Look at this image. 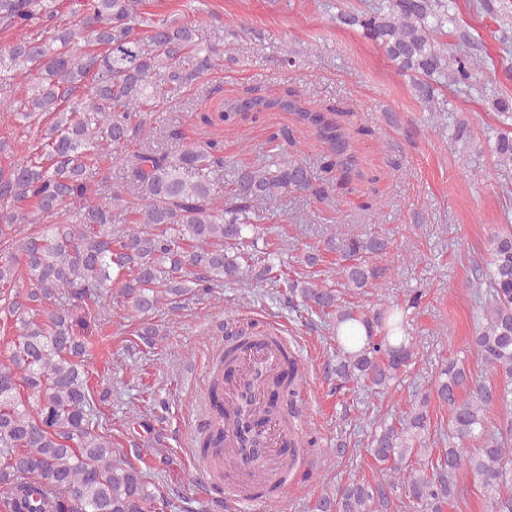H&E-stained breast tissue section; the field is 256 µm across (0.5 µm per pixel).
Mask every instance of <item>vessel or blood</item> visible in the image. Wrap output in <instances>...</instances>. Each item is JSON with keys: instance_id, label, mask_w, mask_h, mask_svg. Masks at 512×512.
Here are the masks:
<instances>
[{"instance_id": "b4317fda", "label": "vessel or blood", "mask_w": 512, "mask_h": 512, "mask_svg": "<svg viewBox=\"0 0 512 512\" xmlns=\"http://www.w3.org/2000/svg\"><path fill=\"white\" fill-rule=\"evenodd\" d=\"M283 336H259L240 353L233 372L224 381V445L230 461L227 484L247 487L258 483V464H266L273 481L287 483L283 450L295 446L296 459L305 461L307 449L297 447L278 414L269 412L263 397L267 383L283 365Z\"/></svg>"}]
</instances>
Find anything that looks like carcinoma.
I'll use <instances>...</instances> for the list:
<instances>
[{"label":"carcinoma","mask_w":512,"mask_h":512,"mask_svg":"<svg viewBox=\"0 0 512 512\" xmlns=\"http://www.w3.org/2000/svg\"><path fill=\"white\" fill-rule=\"evenodd\" d=\"M455 0H379L341 10L336 23L380 46L397 70L415 77L423 106L437 111L436 83L472 88L481 61L475 39L455 29L453 49L440 41L456 25ZM499 19V41L512 43V15L503 0H479ZM199 20L182 23L147 10L146 0H0V30L14 38L0 50V109L26 131L28 154L0 164V512H157L164 500L147 473L125 457L109 434L84 359L88 338L108 318L98 290L117 286L115 299L138 317L135 336L150 348L163 335L151 315L191 292H211L251 277L276 289L288 304L299 301L331 326L336 338V387L362 381L383 395L413 363L415 343L408 311L420 294L402 303L362 306L298 277L276 261L278 253H231L229 246L260 237L256 202L288 193L315 200L329 196L299 161L288 157L287 135L275 160L237 171L231 197L216 178L224 145L208 141L177 154L144 149L127 170V184L99 196L108 176H93L98 155L148 131L156 104L172 86L193 83L232 63L218 43L197 40ZM277 104L319 127L330 144L327 171L356 166L349 143L331 122L285 94ZM271 106L253 97L237 112ZM492 106L503 130L491 152L501 175L512 176V97ZM134 211V224L112 230L117 207ZM389 240L375 234L325 240L338 253L343 286L380 288L388 268L376 259ZM479 304L478 355L499 379L490 385L454 360L442 363L431 391L391 423L372 432L370 453L389 478L325 491L315 512H378L400 490L428 512L455 501L460 470L478 480L488 512H512V216L488 239L485 268L472 283ZM232 341L216 364L212 400L223 397L224 376L237 352L251 345L246 330L230 328ZM288 377L269 382V407L289 431L300 430L297 408L302 376L295 354L283 349ZM448 407L454 440L435 464H412L429 451L431 398ZM503 420L476 453L464 442L486 432L485 413ZM200 454L217 463L223 449L207 429Z\"/></svg>","instance_id":"1"}]
</instances>
